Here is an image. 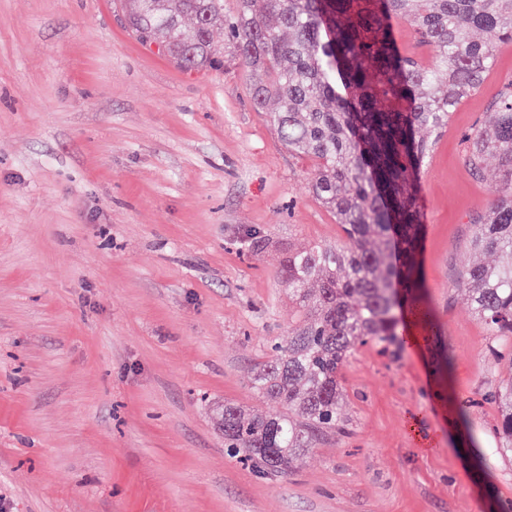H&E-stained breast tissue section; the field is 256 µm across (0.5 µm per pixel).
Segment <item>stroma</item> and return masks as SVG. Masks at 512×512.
Masks as SVG:
<instances>
[{
    "label": "stroma",
    "instance_id": "35a3bbf8",
    "mask_svg": "<svg viewBox=\"0 0 512 512\" xmlns=\"http://www.w3.org/2000/svg\"><path fill=\"white\" fill-rule=\"evenodd\" d=\"M510 78L504 42L435 139L424 314L399 352L350 356L348 434L265 476L211 405L264 407L248 379L294 318L283 256L340 237L308 161L250 106L242 65L181 70L118 0H0V512H512L485 398L512 341L455 288L496 177L472 174L463 136Z\"/></svg>",
    "mask_w": 512,
    "mask_h": 512
}]
</instances>
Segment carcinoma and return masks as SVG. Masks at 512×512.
Masks as SVG:
<instances>
[{
	"mask_svg": "<svg viewBox=\"0 0 512 512\" xmlns=\"http://www.w3.org/2000/svg\"><path fill=\"white\" fill-rule=\"evenodd\" d=\"M131 33L181 69L249 73L248 98L281 145L311 161L314 198L344 241L288 251L281 276L297 320L288 342L250 378L280 407H217L224 447L288 475L327 435L347 433V358L370 340L395 347L399 312H423L419 176L434 138L476 93L498 44L512 42V0H123ZM407 23L428 57L403 52ZM464 161L482 174L497 161L491 202L473 221L472 250L492 262L456 281L492 335L512 338V80L492 120L465 137ZM485 399L512 451V351Z\"/></svg>",
	"mask_w": 512,
	"mask_h": 512,
	"instance_id": "carcinoma-1",
	"label": "carcinoma"
}]
</instances>
